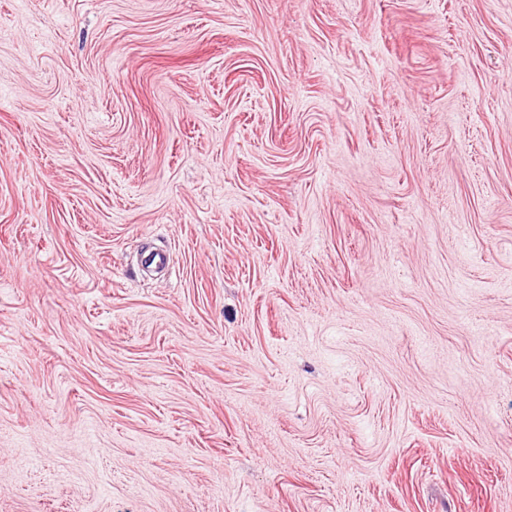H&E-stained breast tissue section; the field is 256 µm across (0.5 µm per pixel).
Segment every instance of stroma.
I'll list each match as a JSON object with an SVG mask.
<instances>
[{"label":"stroma","mask_w":512,"mask_h":512,"mask_svg":"<svg viewBox=\"0 0 512 512\" xmlns=\"http://www.w3.org/2000/svg\"><path fill=\"white\" fill-rule=\"evenodd\" d=\"M0 512H512V0H0Z\"/></svg>","instance_id":"35a3bbf8"}]
</instances>
